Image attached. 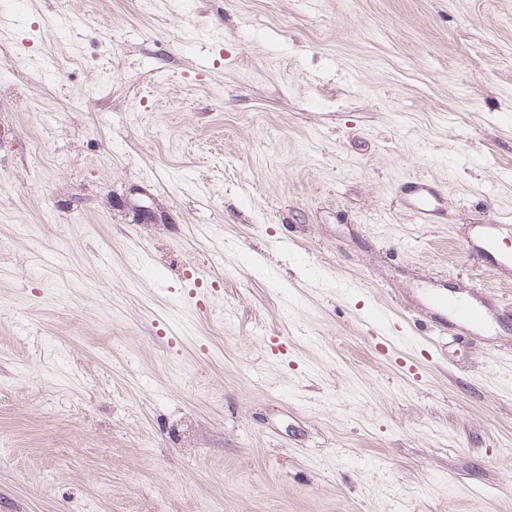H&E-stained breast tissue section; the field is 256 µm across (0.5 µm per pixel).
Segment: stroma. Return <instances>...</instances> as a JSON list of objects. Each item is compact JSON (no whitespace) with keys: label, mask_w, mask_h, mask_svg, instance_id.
I'll use <instances>...</instances> for the list:
<instances>
[{"label":"stroma","mask_w":512,"mask_h":512,"mask_svg":"<svg viewBox=\"0 0 512 512\" xmlns=\"http://www.w3.org/2000/svg\"><path fill=\"white\" fill-rule=\"evenodd\" d=\"M495 218L512 0H0V512H512ZM407 203L416 223L432 224L441 210L442 198L433 185L422 179L404 183ZM427 300L435 311V328L440 334L448 331V322L452 327L465 325L474 331L486 323L485 312L465 298H451L443 291L433 290L428 294Z\"/></svg>","instance_id":"35a3bbf8"}]
</instances>
